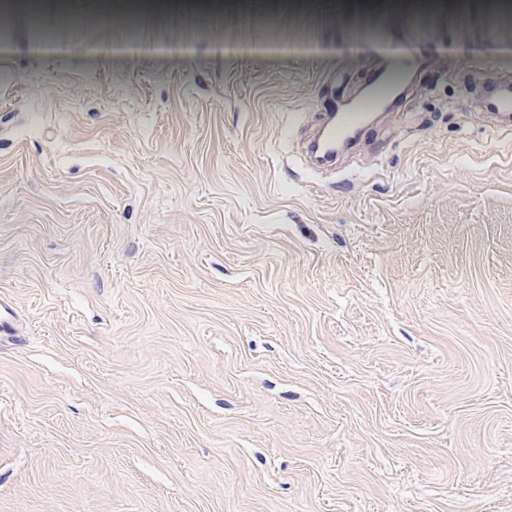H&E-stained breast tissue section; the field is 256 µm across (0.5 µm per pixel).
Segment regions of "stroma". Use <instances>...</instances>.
<instances>
[{
	"label": "stroma",
	"instance_id": "stroma-1",
	"mask_svg": "<svg viewBox=\"0 0 512 512\" xmlns=\"http://www.w3.org/2000/svg\"><path fill=\"white\" fill-rule=\"evenodd\" d=\"M129 2L0 23V512H512V0ZM394 82L382 71L377 70L372 74L371 92L363 97L357 104L337 114L336 124L331 128L329 141L344 139L352 130L358 128L363 122L367 112L375 111L380 103L387 98ZM511 109L512 81L509 79L499 83L494 97L486 101L485 110L488 112H510Z\"/></svg>",
	"mask_w": 512,
	"mask_h": 512
}]
</instances>
